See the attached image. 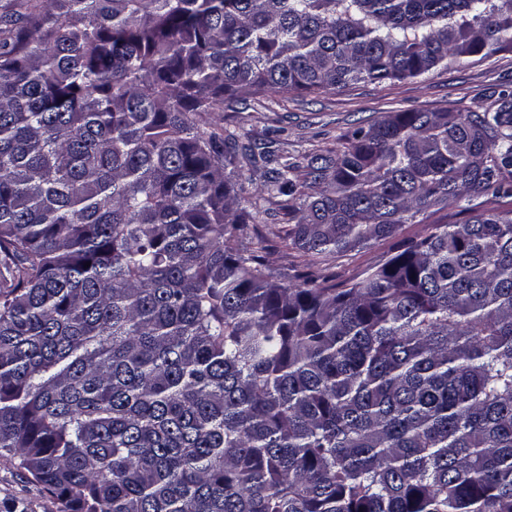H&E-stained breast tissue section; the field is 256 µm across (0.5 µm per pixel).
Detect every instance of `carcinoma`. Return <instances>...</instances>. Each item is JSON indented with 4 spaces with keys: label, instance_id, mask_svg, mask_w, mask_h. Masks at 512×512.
<instances>
[{
    "label": "carcinoma",
    "instance_id": "carcinoma-1",
    "mask_svg": "<svg viewBox=\"0 0 512 512\" xmlns=\"http://www.w3.org/2000/svg\"><path fill=\"white\" fill-rule=\"evenodd\" d=\"M509 51L512 0L0 3V455L59 512H512V93L312 168L313 258L432 221L346 288L233 246L191 120Z\"/></svg>",
    "mask_w": 512,
    "mask_h": 512
}]
</instances>
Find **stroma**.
Returning <instances> with one entry per match:
<instances>
[{
	"instance_id": "stroma-1",
	"label": "stroma",
	"mask_w": 512,
	"mask_h": 512,
	"mask_svg": "<svg viewBox=\"0 0 512 512\" xmlns=\"http://www.w3.org/2000/svg\"><path fill=\"white\" fill-rule=\"evenodd\" d=\"M505 90L512 92V52L402 81L359 82L333 92L295 93L285 98L253 96L225 104L220 112L195 113L192 119L201 129L234 133L239 143L253 150L268 145L274 151V163L252 164L239 156L225 172L244 185L245 207L259 214L238 232L235 246L252 249L264 243L267 266L279 285L289 288L307 258L291 243L294 222L288 216L287 196L270 186L274 164L294 165L293 176L301 184L312 158L335 156L348 133L368 126L378 116L416 110L480 112L492 107ZM426 231L423 224L403 225L397 238L329 258L318 271L337 287H348L393 255L398 239L419 237ZM0 512H58V502L13 459L0 457Z\"/></svg>"
}]
</instances>
